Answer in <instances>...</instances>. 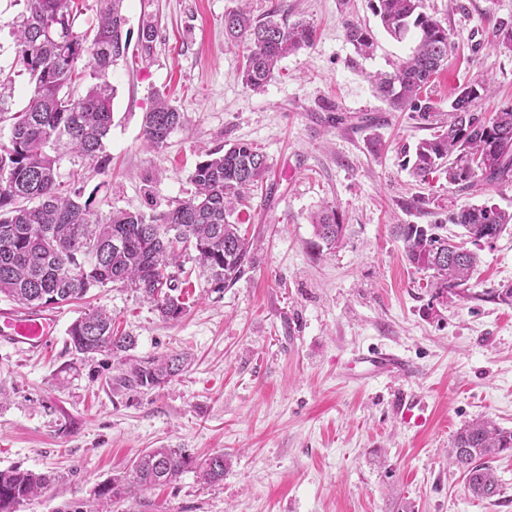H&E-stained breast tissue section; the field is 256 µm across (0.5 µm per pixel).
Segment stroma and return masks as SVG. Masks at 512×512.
<instances>
[{"label": "stroma", "mask_w": 512, "mask_h": 512, "mask_svg": "<svg viewBox=\"0 0 512 512\" xmlns=\"http://www.w3.org/2000/svg\"><path fill=\"white\" fill-rule=\"evenodd\" d=\"M279 4L288 21L316 31L312 47L283 58L261 88L240 76L241 50L224 40L237 0H124L127 26L159 20L152 57L130 50L111 72L112 126L99 157L60 161L61 177L82 171L83 199L99 215L159 213L190 198L207 151L247 142L270 172L241 215L257 246L224 292L184 259L188 309L166 321L127 288L90 290L56 307L52 343L22 351L0 341V469L57 474L15 512H97L94 490L149 448L201 458L221 453L224 478L203 484L187 472L173 485L112 502L111 512H512V452L496 462L499 496L476 500L448 465L453 435L480 418L512 429V227L480 243V263L460 296L438 294L429 272L410 265L398 224H440L491 202L512 211V184L459 190L442 172L411 173L416 144L447 122L466 86L487 84L476 110L512 104V0H420L448 30V66L426 94L430 120L392 111L370 77L390 72L415 45L392 38L368 0H248L255 18ZM18 9L0 0V79L14 108L29 86L14 65L9 24ZM367 27L373 54L356 53L345 22ZM186 120L166 144L145 148L143 123L155 92ZM335 207L345 227L330 250L312 216ZM91 307L109 311L137 339L139 359L186 353L185 371L165 386L113 384L111 354L83 355L67 329ZM381 349L413 362L403 378H370L354 358ZM422 399L426 422L404 423V398Z\"/></svg>", "instance_id": "stroma-1"}]
</instances>
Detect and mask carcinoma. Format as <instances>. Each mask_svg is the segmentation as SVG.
Masks as SVG:
<instances>
[{
	"label": "carcinoma",
	"mask_w": 512,
	"mask_h": 512,
	"mask_svg": "<svg viewBox=\"0 0 512 512\" xmlns=\"http://www.w3.org/2000/svg\"><path fill=\"white\" fill-rule=\"evenodd\" d=\"M124 0H95V15L84 32L75 30L82 6L77 0H15L21 7L11 22L14 62L28 76L26 106L12 111V86L0 83V118L9 122L0 139V295L31 308L67 304L90 289L109 284L129 288L168 321L185 312L181 282L175 270L188 248L215 292L234 284L245 269L254 242L234 219L236 206L268 173L266 157L249 143L214 150L197 163L191 175L192 197L159 214L116 210L101 218L91 202H80L81 191L63 188L59 161L64 156L93 159L103 152L112 125L115 87L109 70L127 56L131 30L122 13ZM384 30L397 40L412 34L416 47L391 73L372 76L382 98L395 111L412 109L427 121L433 104L419 94L448 60V29L419 11V0H370ZM347 39L361 55L373 49L371 33L345 24ZM224 33L244 49L243 83L260 88L289 53L310 47L315 30L306 22L290 23L274 9L256 21L242 8L224 15ZM156 24L142 22L137 50L151 55ZM486 85L463 88L452 103L448 125L440 134L421 140L413 170L426 177L446 168L448 184L467 190L512 182V105L485 120L472 110ZM184 121V113L164 93H156L144 117V145L162 147ZM480 163L481 175L472 164ZM464 236L477 241L501 233L512 224V212L489 203L469 205L452 215ZM316 236L326 248L342 240L333 206L312 219ZM438 226L400 224L409 264L429 271L443 292L470 280L476 253L436 232ZM69 344L80 354L109 352L122 366L113 378L119 387L136 391L167 384L185 366L175 351L133 360L125 353L136 339L112 324V315L91 309L68 328ZM512 452V430L491 420L461 428L448 449L449 464L463 476L472 497L485 500L500 494L494 466ZM193 471L205 484L224 479V454L195 459L176 448H152L140 454L122 476L98 485L100 503L137 498L157 487L176 483ZM55 475L10 468L0 470V512L40 495Z\"/></svg>",
	"instance_id": "1"
}]
</instances>
